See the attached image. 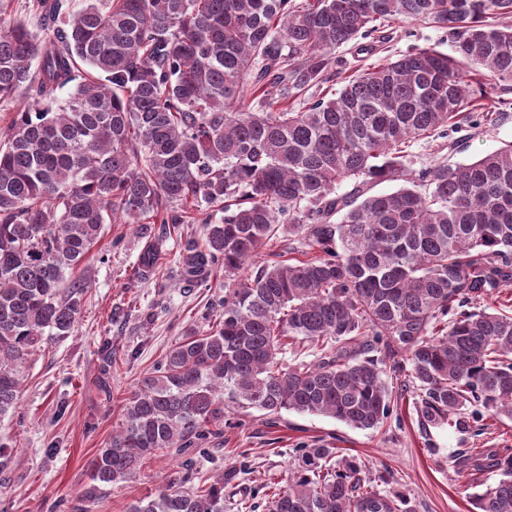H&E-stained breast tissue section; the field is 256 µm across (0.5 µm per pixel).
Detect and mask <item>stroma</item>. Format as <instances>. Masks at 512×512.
<instances>
[{"instance_id": "obj_1", "label": "stroma", "mask_w": 512, "mask_h": 512, "mask_svg": "<svg viewBox=\"0 0 512 512\" xmlns=\"http://www.w3.org/2000/svg\"><path fill=\"white\" fill-rule=\"evenodd\" d=\"M387 33L386 43H374L371 52L342 46L335 57L356 69L414 47L452 50L442 31L419 21L394 20ZM503 100L493 121L462 123L452 135L458 149L439 152L416 141L415 163L471 161L512 141V92ZM145 244L136 225H106L75 271L87 285L80 321L25 363L18 407L0 418V444L9 455L0 467V512H74L79 505L87 512H129L163 479L185 474L195 485L223 479L224 512H269L268 482L287 486L302 472L298 449L317 444L357 457L378 490L405 494L417 512H472V494L497 480V473L475 469L469 457L512 448V420L489 419L479 434L446 423L425 427L408 396L369 430L285 409L274 417L258 410L232 412L219 441L186 457L161 451L135 479L102 486L82 501L91 483L90 462L121 424L126 399L186 329L204 330L215 321L211 304L224 294L218 269L207 286L183 287L171 249L145 279H134Z\"/></svg>"}]
</instances>
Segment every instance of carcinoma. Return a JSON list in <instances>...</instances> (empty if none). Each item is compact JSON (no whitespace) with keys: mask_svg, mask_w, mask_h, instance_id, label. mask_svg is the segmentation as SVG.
Here are the masks:
<instances>
[{"mask_svg":"<svg viewBox=\"0 0 512 512\" xmlns=\"http://www.w3.org/2000/svg\"><path fill=\"white\" fill-rule=\"evenodd\" d=\"M43 33L0 26V416L28 357L81 317L73 277L105 225L187 223L176 275L224 270L215 325L187 329L127 399L92 480L137 477L158 451L223 434L224 413L319 414L373 429L390 414L381 366L424 425L479 405L512 419V315L473 309L512 287V142L472 162L415 168L411 143L481 124L512 83V0H37ZM442 30L356 69L331 97L336 48L397 19ZM73 85L68 97L58 92ZM403 181L392 192L370 193ZM350 186L341 191L342 185ZM277 241L301 257L254 265ZM322 343L284 363L288 340ZM307 474L270 512H415L338 448L301 449ZM498 481L473 512H512V448L473 460ZM129 512H224V482L169 480Z\"/></svg>","mask_w":512,"mask_h":512,"instance_id":"carcinoma-1","label":"carcinoma"}]
</instances>
